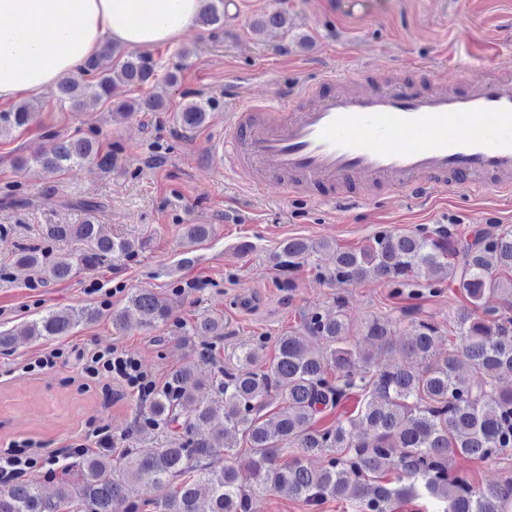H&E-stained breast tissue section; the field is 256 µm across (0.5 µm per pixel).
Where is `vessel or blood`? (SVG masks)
<instances>
[{
    "label": "vessel or blood",
    "instance_id": "1",
    "mask_svg": "<svg viewBox=\"0 0 512 512\" xmlns=\"http://www.w3.org/2000/svg\"><path fill=\"white\" fill-rule=\"evenodd\" d=\"M456 90L431 78L337 88L335 73L284 86L268 101L239 99L224 115V157L265 176L254 190L301 198L323 186L317 204L350 207L357 185H376L425 203L464 192L512 196V75L469 78Z\"/></svg>",
    "mask_w": 512,
    "mask_h": 512
}]
</instances>
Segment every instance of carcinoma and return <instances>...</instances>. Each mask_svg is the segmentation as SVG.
Listing matches in <instances>:
<instances>
[{"instance_id": "carcinoma-1", "label": "carcinoma", "mask_w": 512, "mask_h": 512, "mask_svg": "<svg viewBox=\"0 0 512 512\" xmlns=\"http://www.w3.org/2000/svg\"><path fill=\"white\" fill-rule=\"evenodd\" d=\"M199 23L212 29L224 25V0H204ZM153 56L128 51L108 43L88 59L81 73L95 82L67 77L56 88L60 105L79 111L86 98L111 97L116 82L143 88L156 81L178 86V75L158 76ZM210 100L184 103L174 119L192 130L207 119ZM123 116L135 112H164L163 98L141 94L120 103ZM37 116L33 105L20 102L0 112V136L26 128ZM100 134L89 127L72 136L57 137L49 151L17 156L15 165H39L48 174L74 165L94 164L112 171L114 155L102 150ZM90 215L80 224H51L47 235L55 240L85 244L77 255H52L28 249L19 264L37 270L41 282L50 284L74 277L80 267H96L112 255L129 256L138 244L101 233L95 216L97 205L83 202ZM210 235L208 224L185 225L184 236L198 243ZM276 266L293 271L311 266L317 275L339 285L379 280L396 299L404 295L436 296L445 284H454L466 305L457 314V339L440 348V329L430 320L411 319L406 345L415 358L413 367L379 365L362 353L363 339L385 355L393 347L392 319L369 315L357 323L343 311L336 297L333 313L315 311L305 317L302 332L276 339V353L264 368L256 367L267 345L258 336L234 353L233 366L205 377L189 362L174 370L155 390L144 426L169 435L162 448H131L118 461L106 452H87L72 466V475L57 482L55 493L42 494L37 481L23 480L0 489V512H251L259 493L284 492L308 506L329 499H349L356 512H396L407 499L425 496L427 512H512V478L479 488L464 476L448 470V460L508 457L512 454V390H502L503 375L512 374V229L481 232L467 240L447 229L419 225L409 232L378 227L368 243L344 248L322 240L288 239L280 243ZM498 297L499 306L486 305ZM93 308L50 309L30 322L22 335L34 340L65 336L79 322L91 323ZM153 328L170 318L148 290L128 296L126 304L112 310V327L124 329L130 319ZM186 336H222L224 320L201 314L183 327ZM327 347L318 351L307 338ZM468 366L470 373L462 371ZM207 385L213 398L197 397ZM358 398L357 420L337 421L317 428L319 414ZM278 411L267 419L263 411L273 403ZM224 410V429L209 428L213 405ZM247 436L249 451L232 464L224 463L226 449L235 447L238 433ZM290 448L298 456L280 458ZM321 454L326 464L305 465L302 457ZM248 469L254 484L239 481L238 468ZM393 475V481L383 476ZM172 485L162 500L141 498L149 486Z\"/></svg>"}]
</instances>
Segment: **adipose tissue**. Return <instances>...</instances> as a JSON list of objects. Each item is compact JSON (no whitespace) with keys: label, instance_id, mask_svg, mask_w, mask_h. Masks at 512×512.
I'll use <instances>...</instances> for the list:
<instances>
[{"label":"adipose tissue","instance_id":"adipose-tissue-1","mask_svg":"<svg viewBox=\"0 0 512 512\" xmlns=\"http://www.w3.org/2000/svg\"><path fill=\"white\" fill-rule=\"evenodd\" d=\"M203 0H0V102L78 73L105 41L142 51L193 26Z\"/></svg>","mask_w":512,"mask_h":512}]
</instances>
